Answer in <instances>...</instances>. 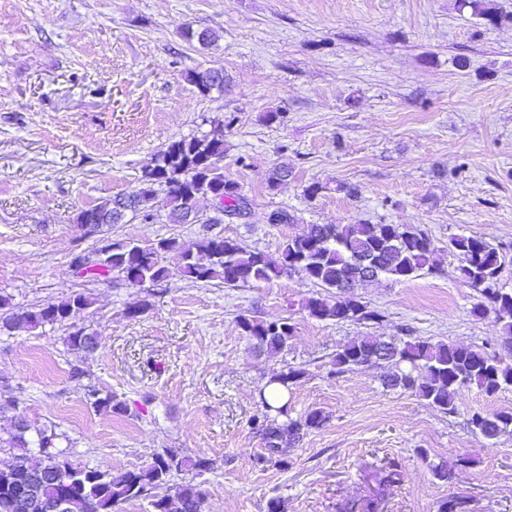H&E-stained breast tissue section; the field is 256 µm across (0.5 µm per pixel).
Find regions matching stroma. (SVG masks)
Returning a JSON list of instances; mask_svg holds the SVG:
<instances>
[{"mask_svg":"<svg viewBox=\"0 0 512 512\" xmlns=\"http://www.w3.org/2000/svg\"><path fill=\"white\" fill-rule=\"evenodd\" d=\"M489 2L493 27L460 0H0V318L90 300L65 322L0 335V433L23 409L33 429L55 432L64 459L116 475L166 449L207 458L210 470L183 474L204 490L205 512H439L455 497L467 512H512V433L487 440L468 425L512 411V389L463 388L448 414L385 387L387 368L332 365L365 334L482 347L512 364L496 317L472 315L481 296L448 249L454 236L484 237L512 291V0ZM189 25L220 39L186 42ZM206 67L223 68L224 89L203 97L187 75ZM218 120L246 216L217 224L205 203L199 224L160 210L101 235L220 234L275 257L310 224H408L433 240L438 271L359 289L379 315L366 324L310 317L321 288L298 274L239 288L175 272L141 288L76 277L74 257L98 238L76 214L133 190L156 152ZM283 161L292 174L270 189ZM314 182L323 190L310 199ZM277 208L294 223H268ZM242 315L288 320L287 349L257 353ZM79 329L95 336L93 353L69 347ZM291 368L292 417L319 409L326 421L260 466L258 390ZM93 389L126 412L94 410ZM459 457L452 481L432 475Z\"/></svg>","mask_w":512,"mask_h":512,"instance_id":"1","label":"stroma"}]
</instances>
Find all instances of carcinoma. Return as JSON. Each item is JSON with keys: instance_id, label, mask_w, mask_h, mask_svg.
<instances>
[{"instance_id": "carcinoma-1", "label": "carcinoma", "mask_w": 512, "mask_h": 512, "mask_svg": "<svg viewBox=\"0 0 512 512\" xmlns=\"http://www.w3.org/2000/svg\"><path fill=\"white\" fill-rule=\"evenodd\" d=\"M461 6L486 25L500 20L497 11L486 0H461ZM189 42L201 47L215 45L219 35L212 29L183 32ZM198 94L206 97L214 90H224V69L208 67L188 75ZM224 159V123L217 122L203 136L176 139L158 151L142 169L139 187L117 194L80 210L76 224H124L128 216L144 221L154 217L160 206L171 224L187 223L189 202L196 203L213 196L224 201V212L235 214L250 206L240 185L224 175L218 162ZM448 250L459 255L460 278L477 289L483 301L472 308V315L483 318L490 313L500 324V339L512 342V291L499 288L502 261L499 252L481 236H456L449 240ZM437 248L423 231L405 224H312L302 235L283 242L278 258L258 249H248L237 240L219 234H204L190 243L174 238H160L142 244L133 240L115 242L105 257L103 268L86 276L89 281H105L116 273L131 287L157 284L171 271L167 259L177 260V272L194 282L221 280L231 287L256 283H272L297 273L325 289L320 297L305 302L309 316L320 321L357 323L372 322L378 314L363 304L355 288L380 278L403 281L425 270H436L433 257ZM378 267L368 274L367 264ZM89 305L87 296L76 293L64 300L41 307L12 313L0 320V332L34 330L46 324L64 322L76 310ZM238 326L253 349L270 355L281 352L293 336L294 325L284 320H255L240 316ZM68 345L77 351L91 353L96 338L82 330L68 336ZM385 351V362L399 368L385 385L414 390L431 405L452 413L460 389L475 385L488 395L512 388V366L489 355L483 348L430 342L426 340H384L376 336H360L340 346L333 356L337 371L353 370L367 365L377 350ZM409 370L400 369L401 365ZM301 375L290 369L269 378L259 389L263 411L251 424L273 453L288 451L302 431L317 429L325 423L322 411L313 409L301 418H292L288 403L271 404L265 391L272 384L288 387ZM92 406L115 414L125 412L122 402L112 395L90 392ZM471 431L486 438L512 432V411L493 414L475 412L469 418ZM0 447L17 450L11 464L0 469V512H54L58 503L62 512H114V508L133 500L145 499L149 491L171 484L173 494L150 501L151 512H204L205 494L189 481L173 482V478L189 469L205 471L212 462L182 457L172 449L158 453L149 464L119 475L109 469L87 467L80 478L60 474L48 476L52 462L60 453L52 451L53 436L40 431L30 436L29 424L13 422L7 436L0 437ZM39 456L32 455V448ZM26 474L33 479L25 510L17 508L11 492L15 477Z\"/></svg>"}]
</instances>
